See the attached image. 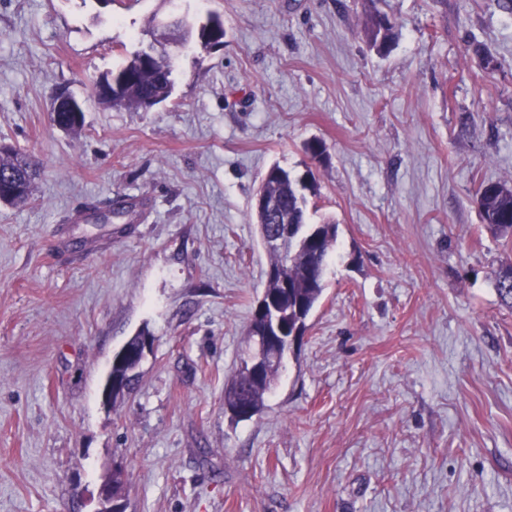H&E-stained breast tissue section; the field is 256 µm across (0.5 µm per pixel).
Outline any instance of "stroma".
Here are the masks:
<instances>
[{
	"label": "stroma",
	"instance_id": "1",
	"mask_svg": "<svg viewBox=\"0 0 512 512\" xmlns=\"http://www.w3.org/2000/svg\"><path fill=\"white\" fill-rule=\"evenodd\" d=\"M374 7L395 25L383 52ZM214 15L223 46L175 41ZM148 48L169 99L99 104L100 76ZM63 88L76 134L50 120ZM1 142L38 176L28 204L0 203V512H97L115 473L125 512H512V245L475 194L512 185L497 0H0ZM274 164L311 176L308 220L337 239L239 422L224 389L266 286L252 199ZM118 197L127 220L72 223ZM141 330L135 391L104 401ZM394 24L388 17L377 12L370 13L366 18L364 30L373 46L378 48L390 43L394 38Z\"/></svg>",
	"mask_w": 512,
	"mask_h": 512
}]
</instances>
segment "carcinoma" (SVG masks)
Wrapping results in <instances>:
<instances>
[{
    "label": "carcinoma",
    "mask_w": 512,
    "mask_h": 512,
    "mask_svg": "<svg viewBox=\"0 0 512 512\" xmlns=\"http://www.w3.org/2000/svg\"><path fill=\"white\" fill-rule=\"evenodd\" d=\"M394 24L388 17L377 12L368 15L364 30L372 44L378 48L390 43L394 38ZM169 62L158 59L149 67L139 66L137 55H132L123 65V75L127 80L113 100H100L111 108L141 109L147 96L157 98V103L165 102L171 95V73L167 71ZM282 167L271 166L261 180V188L276 198L279 206V220L282 230L288 232V247L284 250L270 249V268L275 272L266 288L269 300L281 317L286 329L285 336L291 337L293 330H306V321L320 300L325 288L324 280L308 275V267L315 254L325 259L336 243L337 225L331 222L322 224L306 223L307 200L302 190L306 185L280 176ZM37 169L35 164L14 147L0 145V203L21 205L32 198L33 182ZM477 200L483 224L496 236L512 239V187L499 183L480 186ZM133 208L124 198L111 201L109 214L103 220L122 219ZM496 289L505 301H512V266L498 273ZM249 334L255 343V352L238 372L224 392V409L231 417L244 421L240 407L247 405L251 415L261 412L264 396L274 385L287 356L285 348L274 353L265 348L260 336L257 315H252ZM137 365H127L113 359V383L120 389L113 398L121 397L134 390L137 375L133 370Z\"/></svg>",
    "instance_id": "1"
}]
</instances>
